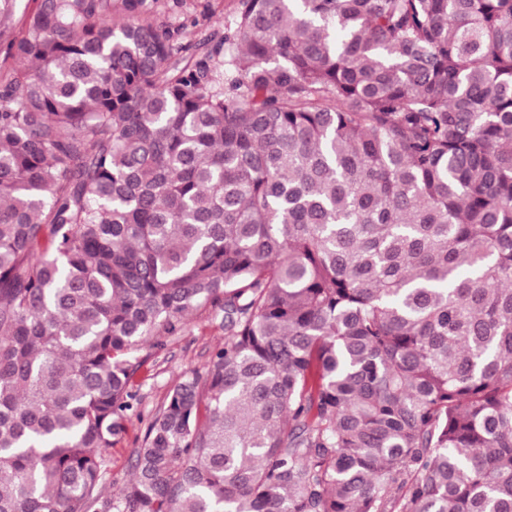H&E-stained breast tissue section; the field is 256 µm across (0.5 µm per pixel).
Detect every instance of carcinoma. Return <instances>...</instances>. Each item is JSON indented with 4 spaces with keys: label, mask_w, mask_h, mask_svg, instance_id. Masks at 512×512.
Masks as SVG:
<instances>
[{
    "label": "carcinoma",
    "mask_w": 512,
    "mask_h": 512,
    "mask_svg": "<svg viewBox=\"0 0 512 512\" xmlns=\"http://www.w3.org/2000/svg\"><path fill=\"white\" fill-rule=\"evenodd\" d=\"M239 2L0 29V512H512V0ZM157 20L166 23L175 32L177 43L189 47L186 54L213 32H224V24L237 15L239 0H158ZM221 22L220 24L218 23ZM212 318L211 311L200 310L178 335L162 337L161 348L141 352L150 356L134 377L136 400L127 433L106 458L105 495L118 492L131 479L134 448L141 447L148 423L183 373L203 372L215 345L224 343V330Z\"/></svg>",
    "instance_id": "obj_1"
}]
</instances>
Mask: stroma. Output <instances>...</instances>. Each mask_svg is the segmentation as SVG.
I'll use <instances>...</instances> for the list:
<instances>
[{
	"label": "stroma",
	"mask_w": 512,
	"mask_h": 512,
	"mask_svg": "<svg viewBox=\"0 0 512 512\" xmlns=\"http://www.w3.org/2000/svg\"><path fill=\"white\" fill-rule=\"evenodd\" d=\"M239 0H159L157 19L176 30L178 44L192 48L212 33L222 31L233 21ZM224 332L211 311L196 312L182 332L162 337L161 347L151 349L149 357L134 377L136 400L132 420L123 438L106 458L105 495H112L131 479L133 451L141 447L146 427L180 381L184 372L204 371L215 345Z\"/></svg>",
	"instance_id": "obj_1"
}]
</instances>
